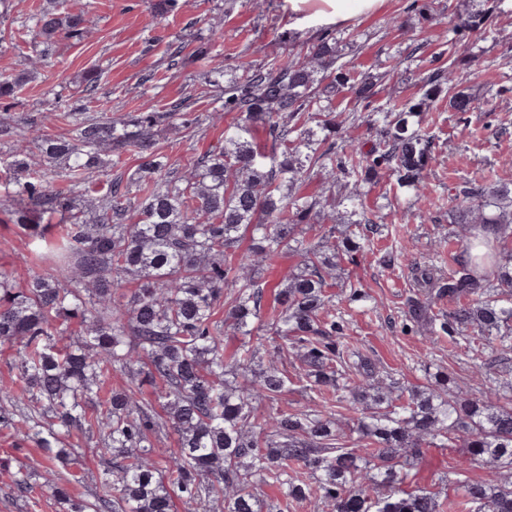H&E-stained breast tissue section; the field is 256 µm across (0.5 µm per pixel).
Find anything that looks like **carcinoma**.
<instances>
[{"mask_svg":"<svg viewBox=\"0 0 512 512\" xmlns=\"http://www.w3.org/2000/svg\"><path fill=\"white\" fill-rule=\"evenodd\" d=\"M493 16L492 9L459 15L445 34L448 65L423 73L419 99L400 104L379 100L382 75L342 61V44L355 35L340 38L333 27L319 29L300 51L227 81L222 68L210 69L218 111L238 118L223 145L177 177L167 175L154 139V127L174 113L147 111L131 125L87 114L98 83L93 72L82 78L73 136L39 138L24 122L0 127L16 142L7 170L20 208L11 221L74 259L65 282L44 272L18 288L0 272V344L13 349L22 381L20 394L4 398L27 406L20 415L0 410V427L24 433L51 463L75 460V449L65 447L74 434L92 445L106 494L75 500L64 486L45 484L68 512H175L176 497L194 512H216L220 503L221 512H278L260 492L269 480L287 497L312 498L329 512H442L436 493L400 489L403 478L390 462L458 438L470 460L489 468L488 478L460 483L459 512H512V398L491 400L498 387L491 369L512 358V249L480 241L487 252L474 260L446 274L423 270L427 297L409 300L404 311L412 324L488 352L478 397L453 390L445 371L422 388H408L368 359L350 361L344 322L324 318L336 268L384 232L367 217L362 188L387 172L397 188L427 197L435 137L420 123L422 108L446 97L461 121L476 111L475 98L456 82V46ZM90 23L85 12L46 9L30 17L29 28L48 47L59 36L83 37ZM29 76L24 71L0 81V99L13 97ZM345 89L374 132L367 150L348 134L361 116L336 110ZM312 121L316 127H307ZM258 122L267 126L263 145L252 136ZM112 151L137 156L135 176L151 184L140 202L131 203L115 182L90 203L51 188L46 172L35 169L62 164L71 179L86 183ZM312 172L325 193H297ZM340 184L347 190L341 229L332 210ZM55 217L67 229L51 240L42 220ZM448 223L470 233L498 224L508 237L512 183L489 176L448 187ZM244 231L251 244L240 253ZM285 249L298 257V268L276 293L267 332L276 354L300 361L309 389L349 403L354 447L345 445L336 421L313 409L274 408L255 425L259 404L288 393V376L271 360L238 382V371L254 360L248 341L234 364L224 363L225 327L244 337L262 327L259 278ZM129 275L138 288L123 302ZM226 294L221 322L215 311ZM445 299L448 310L436 309ZM72 319L85 336L75 347H61L55 323ZM113 372L128 377L127 387L103 400L100 383ZM145 382L162 385L156 407L135 400ZM166 431L177 435L173 452L151 441ZM297 468L312 482L294 477Z\"/></svg>","mask_w":512,"mask_h":512,"instance_id":"cac0c4a2","label":"carcinoma"}]
</instances>
